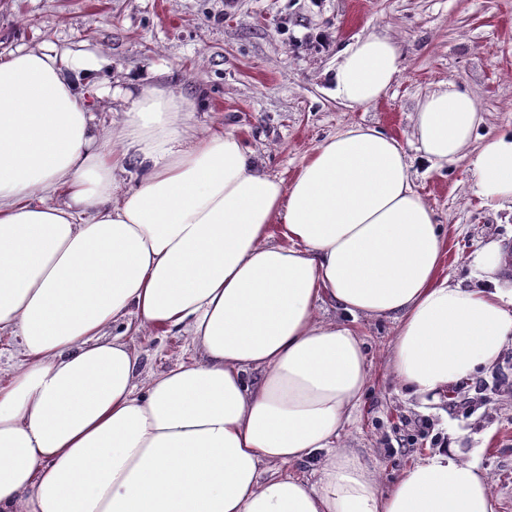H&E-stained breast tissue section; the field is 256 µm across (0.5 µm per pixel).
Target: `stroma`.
<instances>
[{
  "instance_id": "35a3bbf8",
  "label": "stroma",
  "mask_w": 512,
  "mask_h": 512,
  "mask_svg": "<svg viewBox=\"0 0 512 512\" xmlns=\"http://www.w3.org/2000/svg\"><path fill=\"white\" fill-rule=\"evenodd\" d=\"M372 32L401 48L403 71L377 103L336 100L342 48ZM90 53L104 59L107 93L89 95L101 136L141 81L189 98L197 134H236L263 169L291 180L325 140L363 124L396 138L412 161L416 190L433 210L447 249L442 273L475 283L470 254L485 241L512 248V208H491L474 193L469 158L439 168L420 159L412 115L419 99L448 79L463 84L484 117L478 140L512 132V0H0V55L17 47ZM370 366L369 387L338 438L382 484L461 431L497 502L512 512V345L497 366L453 384L427 407L395 382L388 365L396 321L354 323ZM140 379L191 355L187 333L141 331L133 340ZM429 420L408 440L405 419Z\"/></svg>"
}]
</instances>
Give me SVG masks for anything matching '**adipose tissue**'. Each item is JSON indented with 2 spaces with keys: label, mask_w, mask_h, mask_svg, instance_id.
Masks as SVG:
<instances>
[{
  "label": "adipose tissue",
  "mask_w": 512,
  "mask_h": 512,
  "mask_svg": "<svg viewBox=\"0 0 512 512\" xmlns=\"http://www.w3.org/2000/svg\"><path fill=\"white\" fill-rule=\"evenodd\" d=\"M103 65L0 56V332L21 358L0 386V512H495L457 445L383 487L336 441L369 383L355 318L395 317L390 371L425 405L497 365L499 244L472 254L475 286L443 277L410 160L374 127L330 137L287 182L234 133L191 135L193 102L146 84L100 140L84 97ZM402 70L371 33L343 48L334 92L370 105ZM412 120L431 166L472 155L475 194L512 205V133L472 151L483 116L458 80ZM131 154L146 170L123 191ZM324 300L345 321H318ZM128 318L186 330L194 358L140 383L131 335L105 334ZM303 462L313 479L291 473Z\"/></svg>",
  "instance_id": "ef3b65f1"
}]
</instances>
